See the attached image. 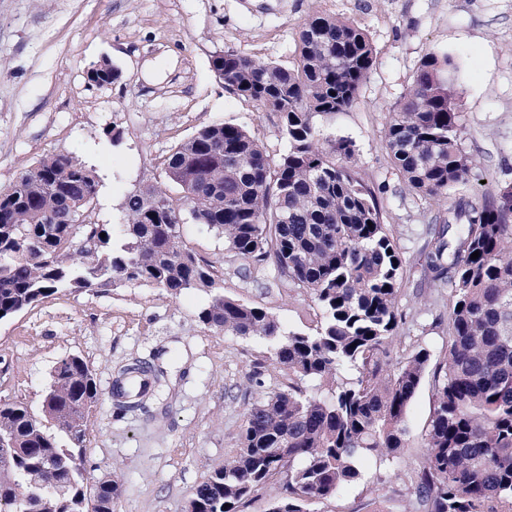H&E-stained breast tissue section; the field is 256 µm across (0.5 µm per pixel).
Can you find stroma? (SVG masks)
<instances>
[{
  "mask_svg": "<svg viewBox=\"0 0 512 512\" xmlns=\"http://www.w3.org/2000/svg\"><path fill=\"white\" fill-rule=\"evenodd\" d=\"M316 14L354 21L376 49L353 108L316 124L354 143L360 176L381 190L382 222L403 265L397 350L422 346L439 362L451 290L423 273L431 230L458 202L478 206L512 185V0H0V192L45 156H74L98 175V222L116 224L125 195L163 180V157L204 126L240 125L279 157L286 141L278 117L227 90L211 60L232 50L294 65L296 33ZM430 53L457 63L464 147L475 159L468 181L439 201L405 190L383 138ZM103 59L120 78L89 85L88 68ZM108 128L118 143L105 138ZM182 237L213 265L226 296L268 309L287 329L319 325L310 292L282 284L272 263L248 262L199 224L183 225ZM205 301L196 289L173 297L138 285L62 292L0 322V399L38 405L62 357L81 356L92 368L100 398L82 465L90 482L121 480L115 512H187L197 487L238 453L247 409L288 385L267 342L199 324ZM137 359L162 371L161 387L143 409L124 413L112 385ZM432 409L428 373L407 406L398 458L365 464L360 481L309 512H409L400 476L420 460Z\"/></svg>",
  "mask_w": 512,
  "mask_h": 512,
  "instance_id": "stroma-1",
  "label": "stroma"
}]
</instances>
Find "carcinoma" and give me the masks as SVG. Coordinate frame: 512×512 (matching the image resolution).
Instances as JSON below:
<instances>
[{
    "label": "carcinoma",
    "mask_w": 512,
    "mask_h": 512,
    "mask_svg": "<svg viewBox=\"0 0 512 512\" xmlns=\"http://www.w3.org/2000/svg\"><path fill=\"white\" fill-rule=\"evenodd\" d=\"M296 52L291 67L233 51L212 60L225 88L279 117L287 148L277 159L241 126H205L162 160L178 193L153 182L128 193L117 234L90 219L98 176L73 156L43 158L0 198V321L62 291L197 288L208 295L199 323L265 340L288 370V388L247 410L239 452L197 488L192 512H240L265 487L276 488V512L336 498L361 478L363 460L383 464L405 448L406 408L430 362L420 348L391 367L402 260L354 170L352 142L314 123L356 104L373 43L355 22L316 14ZM456 70L448 54L426 55L384 130L396 174L417 196H447L474 167ZM119 77L96 63L86 73L95 86ZM459 222L466 233L446 237ZM186 223L217 232L244 259L273 260L284 282L320 306L315 332H286L267 309L224 296L211 266L183 244ZM426 267L451 285L448 348L434 370L426 454L403 475L402 492L418 512H512V187L448 211ZM153 392L119 390L115 402L134 409ZM98 399L90 366L68 355L39 411L0 401V442L14 444L0 447V512H110L119 482L90 491L81 464Z\"/></svg>",
    "instance_id": "obj_1"
}]
</instances>
